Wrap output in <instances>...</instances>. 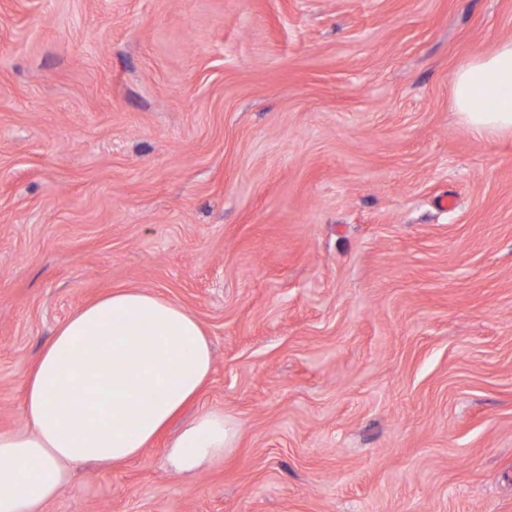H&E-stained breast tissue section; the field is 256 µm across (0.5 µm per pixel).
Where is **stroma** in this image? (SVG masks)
I'll list each match as a JSON object with an SVG mask.
<instances>
[{
  "instance_id": "35a3bbf8",
  "label": "stroma",
  "mask_w": 512,
  "mask_h": 512,
  "mask_svg": "<svg viewBox=\"0 0 512 512\" xmlns=\"http://www.w3.org/2000/svg\"><path fill=\"white\" fill-rule=\"evenodd\" d=\"M506 39L512 0H0V432L117 288L195 314L181 419L236 429L44 512H512V139L451 107ZM234 430L220 412H206L182 429L167 451L172 466L180 473L193 474L205 462L223 458L232 448Z\"/></svg>"
}]
</instances>
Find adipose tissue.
Wrapping results in <instances>:
<instances>
[{
    "label": "adipose tissue",
    "mask_w": 512,
    "mask_h": 512,
    "mask_svg": "<svg viewBox=\"0 0 512 512\" xmlns=\"http://www.w3.org/2000/svg\"><path fill=\"white\" fill-rule=\"evenodd\" d=\"M453 104L480 138H512V39L455 73ZM196 316L142 288H118L78 308L28 371L22 431L0 432V512H40L75 478V466L139 457L198 395L212 371ZM234 430L206 412L167 451L195 473L222 458Z\"/></svg>",
    "instance_id": "obj_1"
}]
</instances>
